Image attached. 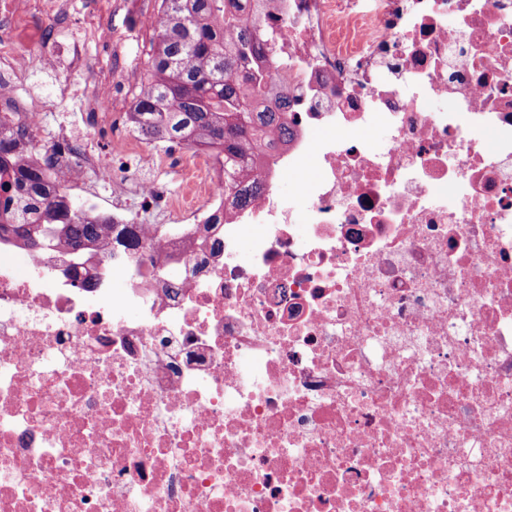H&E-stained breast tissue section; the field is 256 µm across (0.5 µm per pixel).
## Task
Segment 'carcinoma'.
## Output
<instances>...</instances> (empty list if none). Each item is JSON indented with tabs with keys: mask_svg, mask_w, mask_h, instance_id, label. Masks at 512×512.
<instances>
[{
	"mask_svg": "<svg viewBox=\"0 0 512 512\" xmlns=\"http://www.w3.org/2000/svg\"><path fill=\"white\" fill-rule=\"evenodd\" d=\"M259 0H160L151 26L149 63L132 92L128 117L154 143L224 154V193L246 207L262 192L254 179L241 185L269 138L293 137L284 113L254 111V99L276 62L267 51L273 30L254 12ZM13 184L0 183V241L38 250L64 243L80 252L106 237L134 253L148 249L134 224H100L57 180L32 159L0 119V169Z\"/></svg>",
	"mask_w": 512,
	"mask_h": 512,
	"instance_id": "obj_1",
	"label": "carcinoma"
}]
</instances>
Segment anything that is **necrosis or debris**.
Returning <instances> with one entry per match:
<instances>
[{
    "instance_id": "obj_1",
    "label": "necrosis or debris",
    "mask_w": 512,
    "mask_h": 512,
    "mask_svg": "<svg viewBox=\"0 0 512 512\" xmlns=\"http://www.w3.org/2000/svg\"><path fill=\"white\" fill-rule=\"evenodd\" d=\"M65 7L0 0V112L151 248L0 245V512H512V0H277L294 136L244 208L217 151L170 196L88 138L102 83L37 143L17 90Z\"/></svg>"
}]
</instances>
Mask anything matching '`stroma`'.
<instances>
[{
	"instance_id": "35a3bbf8",
	"label": "stroma",
	"mask_w": 512,
	"mask_h": 512,
	"mask_svg": "<svg viewBox=\"0 0 512 512\" xmlns=\"http://www.w3.org/2000/svg\"><path fill=\"white\" fill-rule=\"evenodd\" d=\"M158 4L159 0H69L68 22L51 25L49 31L53 68L34 69L20 86V94L37 105L54 98L60 80L87 84L101 78L111 81L118 98L130 100L146 72L151 38L150 28L140 18L146 11H157ZM103 14L109 18L107 43L94 33ZM76 43L85 57L81 64L72 54Z\"/></svg>"
}]
</instances>
